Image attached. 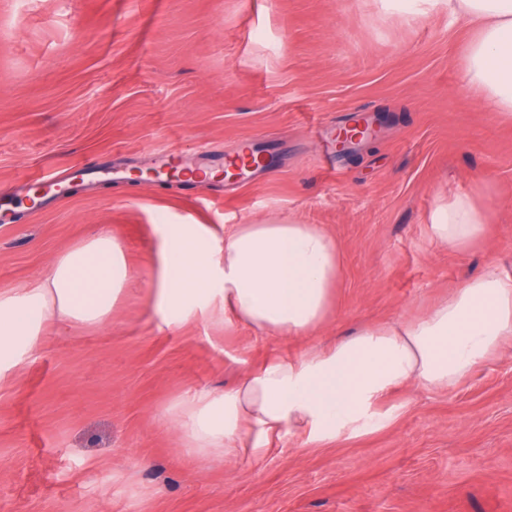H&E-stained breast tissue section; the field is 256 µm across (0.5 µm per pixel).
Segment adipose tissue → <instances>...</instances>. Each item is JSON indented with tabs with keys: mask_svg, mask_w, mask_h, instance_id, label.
<instances>
[{
	"mask_svg": "<svg viewBox=\"0 0 512 512\" xmlns=\"http://www.w3.org/2000/svg\"><path fill=\"white\" fill-rule=\"evenodd\" d=\"M448 9L472 31L467 78L495 111L512 112V0H414ZM489 214L470 194L438 203L432 237L452 249L481 240ZM149 291L168 323L196 314L244 323L267 336H302L322 326L343 275L341 254L315 224H238L212 242L192 224H166ZM132 280L119 244L97 230L63 252L27 287L0 291V379L33 349L44 324L98 325ZM512 340V275L496 266L469 279L423 317L343 337L329 351L272 360L232 390L189 394L171 417L199 457L245 448L265 455L272 440H335L385 427L378 406L407 384L449 388Z\"/></svg>",
	"mask_w": 512,
	"mask_h": 512,
	"instance_id": "ef3b65f1",
	"label": "adipose tissue"
}]
</instances>
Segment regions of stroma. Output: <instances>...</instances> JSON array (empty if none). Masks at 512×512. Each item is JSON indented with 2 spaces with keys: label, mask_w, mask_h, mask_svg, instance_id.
<instances>
[{
  "label": "stroma",
  "mask_w": 512,
  "mask_h": 512,
  "mask_svg": "<svg viewBox=\"0 0 512 512\" xmlns=\"http://www.w3.org/2000/svg\"><path fill=\"white\" fill-rule=\"evenodd\" d=\"M470 38L446 10L412 17L397 0H0V189L146 168L161 147L276 154L245 179L102 178L10 221L0 208V290L99 226L135 277L107 322H48L0 380V512H512V344L454 387L404 386L379 407L386 427L322 445L201 459L168 418L268 360L422 316L487 265L512 274V118L470 89ZM365 115L375 136L326 151L325 128ZM458 194L489 224L451 250L428 224ZM276 220L320 225L342 255L318 330L151 311L161 223L220 240Z\"/></svg>",
  "instance_id": "1"
}]
</instances>
